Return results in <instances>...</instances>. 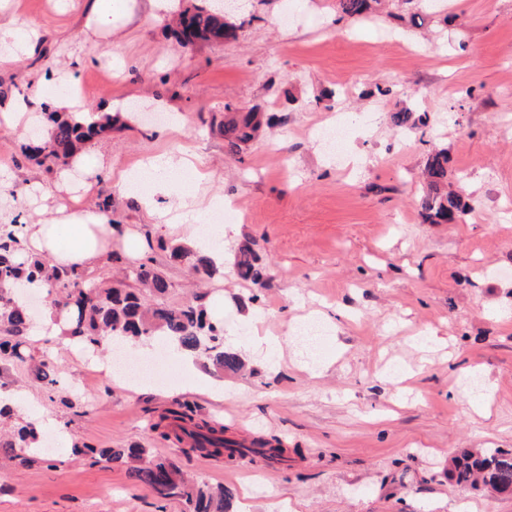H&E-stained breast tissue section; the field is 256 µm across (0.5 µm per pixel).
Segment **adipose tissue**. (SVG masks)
Listing matches in <instances>:
<instances>
[{"label": "adipose tissue", "mask_w": 512, "mask_h": 512, "mask_svg": "<svg viewBox=\"0 0 512 512\" xmlns=\"http://www.w3.org/2000/svg\"><path fill=\"white\" fill-rule=\"evenodd\" d=\"M189 165V160L180 153L165 154L143 162L137 173L149 179L150 189L141 197V205L156 212L160 209L161 200L193 197V190L174 178L176 171ZM105 166L104 159L86 146L75 153L71 169L63 171L54 186L30 181L31 193L53 199L55 205L49 221L26 225L24 238L28 252L45 256L51 264L59 267L74 265L91 269L108 258L113 244L129 239L125 225L106 223L97 210L77 209L70 203L75 172L99 171Z\"/></svg>", "instance_id": "obj_1"}]
</instances>
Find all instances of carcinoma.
Returning <instances> with one entry per match:
<instances>
[{
  "label": "carcinoma",
  "instance_id": "obj_1",
  "mask_svg": "<svg viewBox=\"0 0 512 512\" xmlns=\"http://www.w3.org/2000/svg\"><path fill=\"white\" fill-rule=\"evenodd\" d=\"M380 0H336V9L344 16L356 17L369 12ZM243 24L227 18L212 5H200L180 13L174 37L181 45L192 40L232 41ZM48 138L23 147L25 155L43 165L66 161L82 144L107 137L120 121V114H105L98 122L81 123L70 112H50ZM286 120L258 108L242 110L224 104V120L215 128L224 136L226 152L243 161L242 154L262 129ZM448 152H431L425 163V184L418 198L420 215L429 224L457 223L471 210L458 194L448 191ZM23 225H0V362L27 364L34 361L29 342L33 316L19 302L14 290L35 280L43 284L52 309L58 311L65 328L62 336L76 340L96 352L115 337L133 344L162 341L171 351L190 355L214 373H236L244 367L240 355L224 346V323L215 320L199 294L193 300L174 306L164 300L170 284L158 272L154 258L128 263L118 250L110 260L123 272L110 281L95 282L72 268L54 266L49 261L28 256L24 251ZM172 258L196 275L211 277L218 268L213 259L198 248L171 246ZM240 278L263 287L268 280L267 265L250 247L239 250L236 262ZM176 427L154 422L150 430L165 440L187 444L184 454L204 450L216 459L250 458L252 462L283 460L282 441L260 440L252 448H242L224 437V425L197 416L188 403L173 412ZM39 440L38 430L30 423L11 433L0 432V452L32 462L28 450ZM92 466L104 464L126 468L136 481L148 486L162 498H180L188 512H230V491L189 480L173 462L150 455L145 448H101L74 446ZM448 477L459 485L478 481L500 494L512 495V450H461L448 462Z\"/></svg>",
  "mask_w": 512,
  "mask_h": 512
}]
</instances>
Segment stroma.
<instances>
[{
	"label": "stroma",
	"mask_w": 512,
	"mask_h": 512,
	"mask_svg": "<svg viewBox=\"0 0 512 512\" xmlns=\"http://www.w3.org/2000/svg\"><path fill=\"white\" fill-rule=\"evenodd\" d=\"M239 3L236 41L184 48L149 0H115L111 30L88 39L91 0H9L28 43L22 65L0 66V113L62 84L81 85L95 110L150 112L96 142L112 167L78 176V207L108 196L109 223L192 244L191 229L148 214L119 180L171 150L191 158L201 196L240 204L224 223L205 212L199 223L224 254L206 304L245 367L119 383L81 345L36 330L55 388L9 365L0 396L18 399L17 417L51 449L27 465L0 455V512H186L123 468L89 465L77 444L148 449L229 489L238 512H512V496L448 478L458 449H512V0H391L360 18L339 17L336 0ZM323 91L332 99L316 103ZM228 102L286 118L240 162L210 128ZM400 110L426 125L395 126ZM333 117L352 130L341 161L314 135ZM29 139L0 124V206L27 224L53 206L29 196L28 179L59 173L24 155ZM434 149L448 152L449 190L473 206L464 222L421 220ZM244 245L268 265L266 287L237 276ZM311 319L326 329L313 372L294 334ZM258 333L270 338L260 351ZM183 401L242 444L279 437L287 462L183 454L149 429Z\"/></svg>",
	"instance_id": "stroma-1"
}]
</instances>
